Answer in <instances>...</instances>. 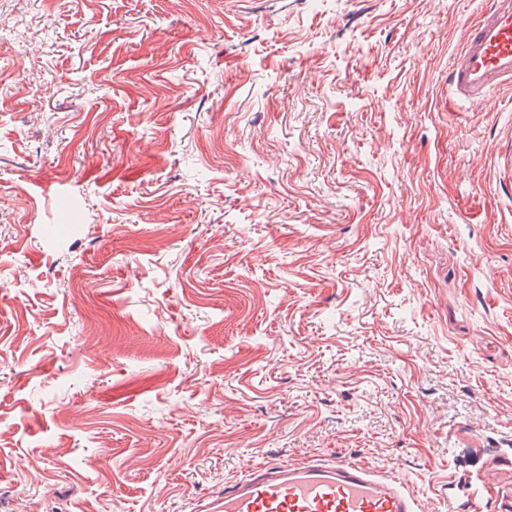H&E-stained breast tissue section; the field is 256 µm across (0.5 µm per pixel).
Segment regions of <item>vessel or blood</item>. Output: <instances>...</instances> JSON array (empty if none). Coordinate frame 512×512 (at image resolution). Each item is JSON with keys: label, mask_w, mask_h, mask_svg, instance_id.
<instances>
[{"label": "vessel or blood", "mask_w": 512, "mask_h": 512, "mask_svg": "<svg viewBox=\"0 0 512 512\" xmlns=\"http://www.w3.org/2000/svg\"><path fill=\"white\" fill-rule=\"evenodd\" d=\"M459 99L481 102L512 85V0H486L448 71ZM205 512H417L400 476L346 460L271 463L225 486Z\"/></svg>", "instance_id": "vessel-or-blood-1"}]
</instances>
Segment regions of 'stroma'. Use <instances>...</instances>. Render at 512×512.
Returning a JSON list of instances; mask_svg holds the SVG:
<instances>
[{
	"label": "stroma",
	"mask_w": 512,
	"mask_h": 512,
	"mask_svg": "<svg viewBox=\"0 0 512 512\" xmlns=\"http://www.w3.org/2000/svg\"><path fill=\"white\" fill-rule=\"evenodd\" d=\"M485 0H5L0 512H202L342 456L512 500V86ZM459 99L481 102L498 86L512 85V0H487L472 20L448 71Z\"/></svg>",
	"instance_id": "1"
}]
</instances>
